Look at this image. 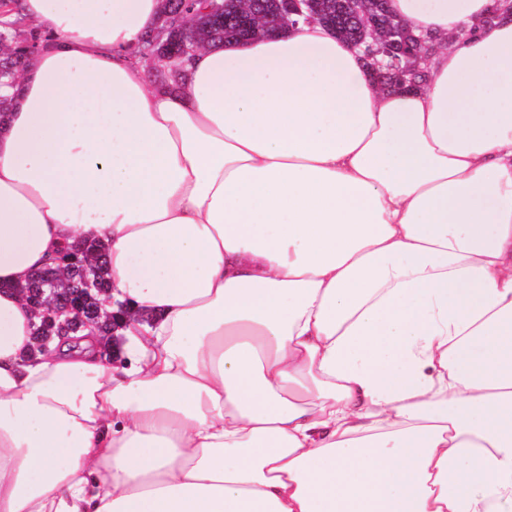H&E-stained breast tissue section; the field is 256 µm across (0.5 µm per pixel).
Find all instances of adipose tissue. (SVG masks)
I'll list each match as a JSON object with an SVG mask.
<instances>
[{
    "label": "adipose tissue",
    "mask_w": 512,
    "mask_h": 512,
    "mask_svg": "<svg viewBox=\"0 0 512 512\" xmlns=\"http://www.w3.org/2000/svg\"><path fill=\"white\" fill-rule=\"evenodd\" d=\"M0 123V512H512V11L389 0L443 45L383 90L320 24L149 86L161 0H19ZM151 314L35 350L78 242ZM0 84L2 88L12 85L30 64L19 46L28 39L16 40L22 36V20L15 18L0 22ZM3 24V26H2ZM12 44L16 46L12 48Z\"/></svg>",
    "instance_id": "ef3b65f1"
}]
</instances>
